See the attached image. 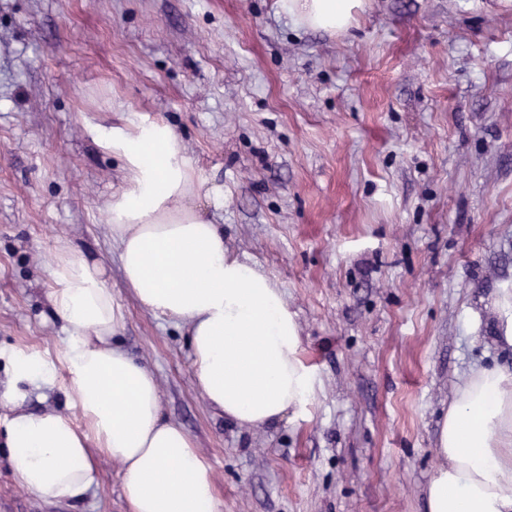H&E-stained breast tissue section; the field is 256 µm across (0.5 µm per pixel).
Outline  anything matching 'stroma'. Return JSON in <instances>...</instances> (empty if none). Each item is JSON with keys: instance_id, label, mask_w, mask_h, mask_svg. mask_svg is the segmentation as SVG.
I'll list each match as a JSON object with an SVG mask.
<instances>
[{"instance_id": "35a3bbf8", "label": "stroma", "mask_w": 512, "mask_h": 512, "mask_svg": "<svg viewBox=\"0 0 512 512\" xmlns=\"http://www.w3.org/2000/svg\"><path fill=\"white\" fill-rule=\"evenodd\" d=\"M161 118L224 245L282 288L319 387L252 429L212 411L184 328L135 304L104 203L126 177L98 126ZM224 188V207L207 193ZM101 261L124 348L192 437L219 512H425L438 424L473 370H512V6L364 0L343 32L277 0H0V393L5 357L54 361L62 245ZM77 502L29 493L0 455V512H127L120 465ZM498 312V340L512 346V289H501L496 300Z\"/></svg>"}]
</instances>
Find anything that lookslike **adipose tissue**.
I'll use <instances>...</instances> for the list:
<instances>
[{
  "label": "adipose tissue",
  "instance_id": "adipose-tissue-1",
  "mask_svg": "<svg viewBox=\"0 0 512 512\" xmlns=\"http://www.w3.org/2000/svg\"><path fill=\"white\" fill-rule=\"evenodd\" d=\"M363 0H278L315 30L350 26ZM101 148L128 172L105 214L126 288L155 316L188 333L207 404L239 426L298 414L317 378L303 358L297 316L265 273L228 253L224 231L193 203L195 171L173 127L142 118L99 131ZM50 311L64 323L65 397L83 424L31 412L28 392L0 395L8 458L31 493L80 500L98 485L95 453L122 465L128 512H218L192 439L163 418L158 381L118 338L124 312L98 261L65 246L52 261ZM438 464L426 512H512V371L482 367L457 387L439 423Z\"/></svg>",
  "mask_w": 512,
  "mask_h": 512
}]
</instances>
